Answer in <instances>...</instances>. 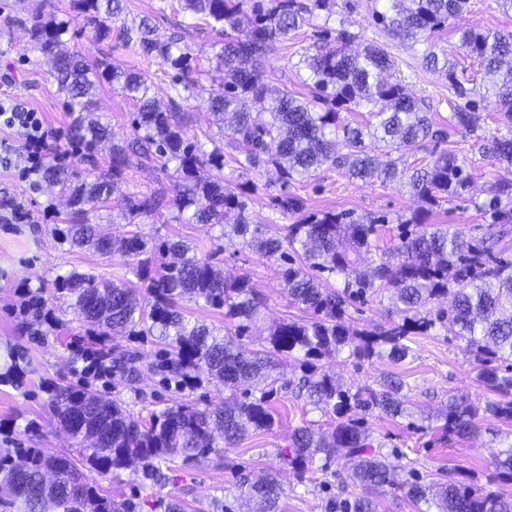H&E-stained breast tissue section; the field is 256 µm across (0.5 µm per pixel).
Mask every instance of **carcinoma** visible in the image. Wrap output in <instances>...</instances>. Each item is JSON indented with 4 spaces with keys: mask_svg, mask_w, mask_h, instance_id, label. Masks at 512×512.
<instances>
[{
    "mask_svg": "<svg viewBox=\"0 0 512 512\" xmlns=\"http://www.w3.org/2000/svg\"><path fill=\"white\" fill-rule=\"evenodd\" d=\"M179 11L203 20L222 38L215 54L224 71V87L207 89L208 69L188 44L163 39L151 16L124 27L123 41L147 59H158L175 72L173 90L206 94L203 103L213 116L218 136H208L212 148L188 137L179 108L172 101L162 110L148 96L147 76L104 55L90 64L68 46L70 22L38 12L26 27L29 38L51 62L50 76L65 94L73 114L71 139L87 148H108L112 167L89 172L81 179L66 164L51 161L42 171L44 182L67 195L68 210L62 241L88 247L102 255L119 256L137 283H116L92 272H72L57 281V290L74 302L86 322L105 336H156L170 347V356L151 366L167 384L184 390L204 374L224 386V408H201L183 399L150 415L149 424L135 416L121 399H108L86 388L57 386L50 397L53 414L79 449V460L58 456L47 448H14L0 453V497L18 499L24 512H137L132 500L118 503L90 483L83 467L114 474L136 461L144 478L160 485L163 466L175 458H201L217 448H233L252 431L272 428L276 418L269 400L280 388L275 370L291 360L301 372L298 389L307 403L328 415L327 430L295 429L290 454L284 460L297 482L305 481L309 465L341 454L350 461L352 483L403 491L418 512H512V499L464 477L446 483L426 481L415 471L402 484L393 483L391 464L374 444L371 431L356 411L380 413L391 419L412 415L410 386L399 376L383 378L377 387L352 388L341 376L322 370L324 357L348 355L343 362L360 364L387 356L405 359L417 336L436 332L464 343L476 362L477 380L499 399L484 404L451 395L435 414L448 436L466 438L477 432L488 415L512 421V179L490 184L487 196L471 200L484 217L472 236L459 224H429L442 203L461 198L475 179V167L451 149L435 152L421 168H399L392 153L426 142H447L448 131L474 134L481 128L480 103L495 102L496 128L481 139V156L512 168V32L466 29L459 33L460 52L478 61L482 77H458L456 62L436 49L433 39L451 19L467 11L470 0H372L375 20L389 34L421 47L427 68L442 72L454 97L448 124L436 121L424 101L408 95L401 82L390 80L395 61L382 46L367 43L346 52L356 35L332 28L336 0H177ZM127 9L126 0H76L83 28L100 42L112 39V23ZM304 27L334 36L336 48L307 55L311 95L302 98L286 87L270 84L262 60L278 43ZM117 86L136 105L131 136L116 143L92 103L103 84ZM365 109L369 119L352 125L340 112ZM238 149L236 162L259 170L273 165L282 187L312 176L324 165L342 169L351 179L400 185L420 202L419 211L405 218L356 217L326 211L304 215L288 225V236L269 234L266 225L248 212L247 191L224 185V139ZM379 152L369 151L368 144ZM150 160L164 170L174 165V195L169 205L175 219L188 224H212L222 236L239 237L253 252L279 263L288 295L302 306L304 319H282L257 341H244L267 299L245 277L227 279L214 255L199 257L187 243L164 239L147 249L134 233L114 240L91 222L103 209L106 221L128 224L152 213L161 203L154 194L131 193L112 202L113 183L131 159ZM216 171L209 178L202 170ZM398 225V243L388 254L376 244L378 225ZM339 276L343 288H323L324 276ZM388 300L395 319L383 331L359 330L346 318L352 301ZM187 300L224 310L235 336L190 321L179 305ZM113 371L128 384L140 368L133 357L117 356ZM493 460L497 475L512 480V441ZM280 483L272 473L244 479L231 500L217 499L212 512H236L245 500L252 512H277ZM324 512H376L366 497H336Z\"/></svg>",
    "mask_w": 512,
    "mask_h": 512,
    "instance_id": "obj_1",
    "label": "carcinoma"
}]
</instances>
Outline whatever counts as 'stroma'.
I'll use <instances>...</instances> for the list:
<instances>
[{
    "instance_id": "35a3bbf8",
    "label": "stroma",
    "mask_w": 512,
    "mask_h": 512,
    "mask_svg": "<svg viewBox=\"0 0 512 512\" xmlns=\"http://www.w3.org/2000/svg\"><path fill=\"white\" fill-rule=\"evenodd\" d=\"M73 5L74 0H0V92L40 112L45 123L56 132V143L61 149L68 146L71 114L65 97L49 75L50 63L29 40L20 22L37 11L71 20L76 16ZM370 5V0H350L349 6H337L332 27L342 26L355 33L356 45L384 46L396 64L394 77L406 92L424 99L431 112L440 118H447L450 112L447 78L426 70L419 53L378 27ZM157 6L158 0H127L122 20L130 25L142 16H154L159 34L180 36L196 52L213 56L219 40L217 34L204 23L189 24L176 13L157 14ZM465 28L512 31V14H503L495 0H472L470 9L451 20L448 31L439 39V47L447 51L449 58L456 60L467 76L475 78L479 75L477 61L463 56L456 46L455 32ZM74 43L88 62H95L108 49L125 67L146 73L151 96L161 107L169 106L171 72L160 63L141 57L133 48L119 42L104 47L88 33L78 35ZM321 47V41L313 36L311 29L299 31L294 39L277 45L267 54L263 61L265 77L300 95H308L301 60L304 54L315 53ZM95 108L110 125L115 142L130 136L129 116L135 105L120 91L111 85H102L96 94ZM448 146L474 162L475 190L487 189L493 181L507 174L506 169L479 155L472 136L451 135ZM234 155L233 149H225L222 171L225 184L248 187L250 212L259 215L279 235H287L289 224L295 223L300 213L285 211L276 205L275 199L282 193L277 169L270 166L248 171L234 162ZM19 163L15 156L7 160L0 158V218L16 200L22 201L32 215L27 224L0 221V358L7 351H14L20 367L19 376L0 377V448H49L68 456L74 454L75 449L48 409L53 386L88 387L99 394L124 400L145 418L151 411L178 400L179 394L168 388L158 373L144 374L134 392L111 371L98 376L83 374L87 352L77 346L76 340L97 335L98 330L75 316L70 298L60 294L55 284L60 275L72 271H92L113 280L126 278L128 272L120 260L61 243L59 214L65 209L64 197L42 182L33 191L21 193L15 176ZM172 181L171 174L159 163L135 159L116 181L112 197L118 200L135 191L168 196L172 193ZM292 192L307 213L348 211L358 215L408 217L419 207L417 199L396 186L352 180L341 170L328 167L320 168L311 178L296 184ZM137 230L148 241L160 237L187 240L197 255L216 253L217 263L226 275L248 277L268 298L259 327H267L282 318L302 317V309L288 298L277 273V262L244 248L240 239L221 238L219 229L207 225L179 223L169 207L141 218ZM34 296L45 300L52 315L51 325H40L23 314L24 303ZM322 365L324 370L341 374L346 383L355 386H371L386 375L399 374L411 386L413 402L427 413L437 410L452 394L480 402L492 396L490 390L476 381L475 364L463 343L441 336L417 337L410 355L400 362L382 357L356 366L342 363L335 357L323 359ZM273 404L278 415L271 429L249 434L220 456L211 454L192 462L179 458L171 461L164 485L144 479L135 467L105 476L92 470L87 477L106 488L113 498L139 503V512H166L165 503L173 497L185 502L187 512H209L212 498L235 494L237 484L243 479L266 471L275 472L281 484L279 512H323L322 499L327 495H362V488L349 481L348 462L341 457L327 467L314 462L305 483H297L282 457L290 437L296 428L304 425L328 427L329 419L290 390H280ZM367 425L385 449L391 450L390 462L397 480H405L408 470L413 468L440 482L448 475L462 473L512 499V481L490 478L492 459L498 450L497 438L512 432V423L487 418L479 431L467 439L451 437L431 428L416 429L404 418L393 420L374 414L368 416Z\"/></svg>"
}]
</instances>
